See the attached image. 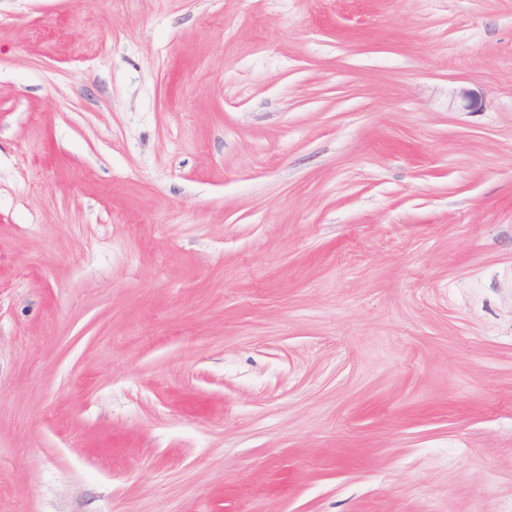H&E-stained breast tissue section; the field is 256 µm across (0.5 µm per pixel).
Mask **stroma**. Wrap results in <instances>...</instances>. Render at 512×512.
<instances>
[{
	"label": "stroma",
	"mask_w": 512,
	"mask_h": 512,
	"mask_svg": "<svg viewBox=\"0 0 512 512\" xmlns=\"http://www.w3.org/2000/svg\"><path fill=\"white\" fill-rule=\"evenodd\" d=\"M0 512H512V0H0Z\"/></svg>",
	"instance_id": "obj_1"
}]
</instances>
